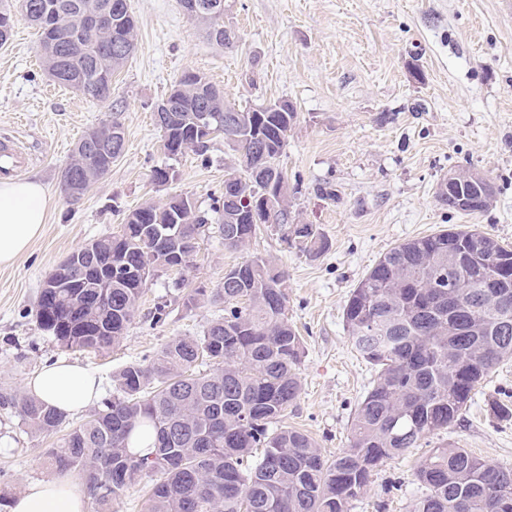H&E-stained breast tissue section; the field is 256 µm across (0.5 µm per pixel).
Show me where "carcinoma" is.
<instances>
[{
	"label": "carcinoma",
	"instance_id": "carcinoma-1",
	"mask_svg": "<svg viewBox=\"0 0 512 512\" xmlns=\"http://www.w3.org/2000/svg\"><path fill=\"white\" fill-rule=\"evenodd\" d=\"M22 17L40 33L42 65L71 88L106 102L112 76L136 44L127 0H27ZM119 4V22L95 34L84 22ZM210 40L224 13L196 16ZM58 23L54 42L46 24ZM124 50L114 52L115 45ZM168 95L174 99L157 123L172 157L205 151L195 135L202 116L238 153L225 167L224 200L216 208L224 247L241 249L256 233L248 206L268 196L265 224H276L297 252L317 257L328 241L313 224L288 223L291 186L280 165L297 113L237 108L205 76L185 73ZM119 131L109 156L72 153L61 174L62 191L77 175L86 187L125 149L118 117L102 124ZM250 198V205L242 203ZM450 210L482 213L436 193ZM208 224L194 202L172 197L128 212L112 242V287L72 286L70 266H59L64 287L42 292L39 327L67 350H108L118 345L135 315L148 278L171 263L191 266ZM285 271L253 255L224 270V286L194 288L187 308L221 302L224 314L199 336H174L147 364L131 363L114 379L112 398L80 424L25 392L0 388V409L21 417L27 430L50 436L65 431L48 450L53 467L79 475L96 512H113L122 496L153 475L160 477L145 512H350L388 461L448 429L469 408L475 388L512 359V249L476 229H441L386 252L352 288L343 321L354 352L374 378L358 403L348 445L325 457L308 433L284 425L302 390L304 342L288 318ZM208 366L205 371L199 370ZM154 433L153 451L138 456L131 438ZM423 488L413 512H512V469L490 464L465 448L432 449L416 471Z\"/></svg>",
	"mask_w": 512,
	"mask_h": 512
}]
</instances>
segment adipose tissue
I'll list each match as a JSON object with an SVG mask.
<instances>
[{
	"instance_id": "ef3b65f1",
	"label": "adipose tissue",
	"mask_w": 512,
	"mask_h": 512,
	"mask_svg": "<svg viewBox=\"0 0 512 512\" xmlns=\"http://www.w3.org/2000/svg\"><path fill=\"white\" fill-rule=\"evenodd\" d=\"M53 204L33 180L0 181V265L12 264L40 234ZM29 394L66 413L83 409L101 395L98 378L65 360L39 370L26 385ZM91 495L73 472L57 470L32 480L9 499L7 512H89Z\"/></svg>"
}]
</instances>
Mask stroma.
I'll use <instances>...</instances> for the list:
<instances>
[{
	"instance_id": "stroma-1",
	"label": "stroma",
	"mask_w": 512,
	"mask_h": 512,
	"mask_svg": "<svg viewBox=\"0 0 512 512\" xmlns=\"http://www.w3.org/2000/svg\"><path fill=\"white\" fill-rule=\"evenodd\" d=\"M128 4L138 39L106 103L47 79L39 34L26 21L17 20L0 46V141L27 147V178L53 198L29 250L0 265V386L24 389L42 366L66 360L95 373L103 397H111L118 370L143 362L171 337L202 334L220 314L218 303L186 308L183 290L219 287L226 268L261 255L287 271L288 316L304 339L303 390L286 422L336 456L372 378L343 322L352 288L393 247L451 225L478 227L512 246V7L506 0H234L224 23L240 40L221 47L179 0ZM188 71L216 84L228 103L294 107L281 157L297 188L290 211L316 225L329 248L306 257L276 225L264 224L243 249L230 251L219 224H208L189 269L161 270L148 282L118 348L63 349L35 317L41 286L60 262L119 232L141 205L183 195L207 212L224 192L233 153L223 137L212 138L205 153L177 159L160 149L151 108ZM114 116L125 132L123 154L79 202H67L59 181L75 144ZM158 167L170 170L162 186L152 180ZM469 167L495 187L486 212H455L435 199L448 171ZM320 186L335 199L319 196ZM164 301L167 314L155 320ZM494 400L512 403V363L477 388L448 430L388 461L350 512H412L416 467L441 444L512 468V419L490 414ZM59 440L29 433L17 414L0 410V486L17 493L51 474L47 451Z\"/></svg>"
}]
</instances>
